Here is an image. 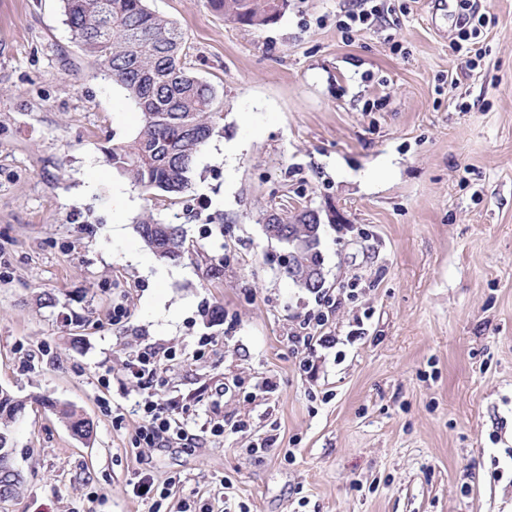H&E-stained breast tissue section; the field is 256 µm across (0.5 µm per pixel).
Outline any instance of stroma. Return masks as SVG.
Wrapping results in <instances>:
<instances>
[{
  "mask_svg": "<svg viewBox=\"0 0 512 512\" xmlns=\"http://www.w3.org/2000/svg\"><path fill=\"white\" fill-rule=\"evenodd\" d=\"M347 4L288 0L248 27L209 0H148L222 114L192 190L156 200L105 160L139 114L61 0H0V387L27 401L24 487L0 512H150L133 491L146 474L173 483L161 512H512V0H479L487 23L458 51L433 0H392L349 40ZM302 207L339 301L313 376L287 337L319 295L262 228ZM149 211L183 225L181 261L149 255L134 229ZM150 348L194 444L138 441L129 365ZM62 405L91 419L90 442Z\"/></svg>",
  "mask_w": 512,
  "mask_h": 512,
  "instance_id": "1",
  "label": "stroma"
}]
</instances>
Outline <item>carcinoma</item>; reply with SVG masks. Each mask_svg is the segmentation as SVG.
I'll list each match as a JSON object with an SVG mask.
<instances>
[{"label":"carcinoma","mask_w":512,"mask_h":512,"mask_svg":"<svg viewBox=\"0 0 512 512\" xmlns=\"http://www.w3.org/2000/svg\"><path fill=\"white\" fill-rule=\"evenodd\" d=\"M243 26L275 23L288 0H211ZM64 24L98 71L112 78L140 112L138 128L104 149L106 161L133 185L155 197H178L192 188L196 157L213 136L220 112L216 91L191 74L182 61L186 39L176 22L152 12L147 0H62ZM265 224H319L307 207ZM144 245L160 260L179 261L189 250L180 224L153 215L136 225ZM25 400L0 390V448L13 447L12 427ZM71 434L88 440L93 428L82 414L60 408Z\"/></svg>","instance_id":"obj_1"}]
</instances>
